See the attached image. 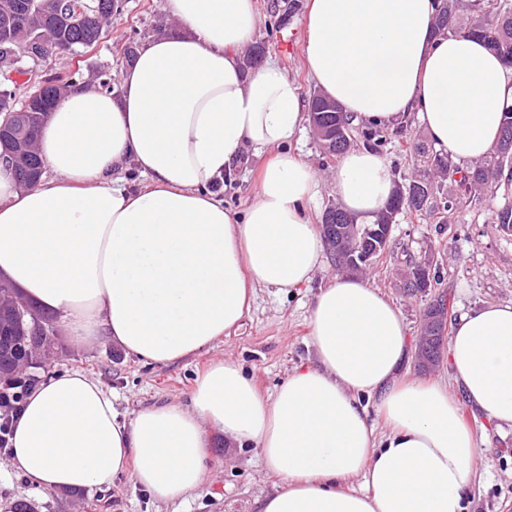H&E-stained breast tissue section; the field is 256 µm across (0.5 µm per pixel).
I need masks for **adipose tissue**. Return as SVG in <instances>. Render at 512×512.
<instances>
[{
    "instance_id": "1",
    "label": "adipose tissue",
    "mask_w": 512,
    "mask_h": 512,
    "mask_svg": "<svg viewBox=\"0 0 512 512\" xmlns=\"http://www.w3.org/2000/svg\"><path fill=\"white\" fill-rule=\"evenodd\" d=\"M437 0H310L304 57L314 84L356 123L416 117L459 164L496 146L512 68L484 42L433 32ZM171 34L121 69L119 92L82 85L51 110L38 141L50 177L20 188L0 164V279L60 315L74 346L106 338L167 365L213 348L249 314L257 289L312 281L325 246L307 210L316 171L287 151L307 104L275 60L252 73L255 0H163ZM263 159L234 213L210 187L244 154ZM135 164L144 178L128 188ZM357 223L390 200L386 158L361 147L333 176ZM311 365L270 399L232 359L199 373L186 401L121 419L111 393L67 371L32 388L11 426V467L36 490L90 489L121 474L155 499L205 484L209 436L259 450L282 485L257 512H467L481 441L461 402L512 426V303L460 315L449 378H403L407 327L356 276H338L309 315ZM373 398L377 435L361 405ZM357 477L356 489L343 488Z\"/></svg>"
}]
</instances>
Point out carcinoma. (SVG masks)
I'll return each mask as SVG.
<instances>
[{"mask_svg": "<svg viewBox=\"0 0 512 512\" xmlns=\"http://www.w3.org/2000/svg\"><path fill=\"white\" fill-rule=\"evenodd\" d=\"M32 0H0V77L14 67L15 53L29 41L30 60L47 63L63 53L77 52L89 41H99L112 16L122 11V0H43L39 9L29 8ZM471 17L460 16V0H439L435 29L441 34L477 37L506 65L512 67V0H473ZM46 83L43 97L28 104L16 100H0V143L8 148L7 158L20 156L14 170L20 187L37 183L44 175V162L36 151L41 125H36L29 137L20 140L15 133L16 120L5 119L11 112H43L52 107L70 88L82 84L77 71H49L39 75ZM308 112L316 123L331 126L336 123V106L321 91L310 92ZM351 136L342 145L324 148L326 155L335 158L353 144L356 138L373 149L383 146L385 139L379 131L354 123L345 117ZM410 153L419 162L417 175L407 182H395L387 208L371 224H358L355 217L335 205L328 207L321 217V225L344 230L345 241L360 254L377 252L383 256L386 234L392 233L396 217L403 212H416L446 223L448 210L456 199L448 195V187L441 179L454 182L460 195L476 196L502 179H512V105L504 108L501 137L493 152L467 170L459 169L448 154L436 150L420 138L409 143ZM29 308L32 315L45 321L52 318L40 313L29 301L10 286L0 282V386H13L18 365L26 358L29 330L14 316L17 305Z\"/></svg>", "mask_w": 512, "mask_h": 512, "instance_id": "carcinoma-1", "label": "carcinoma"}]
</instances>
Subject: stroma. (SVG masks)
<instances>
[{
	"instance_id": "stroma-1",
	"label": "stroma",
	"mask_w": 512,
	"mask_h": 512,
	"mask_svg": "<svg viewBox=\"0 0 512 512\" xmlns=\"http://www.w3.org/2000/svg\"><path fill=\"white\" fill-rule=\"evenodd\" d=\"M256 4V41L266 43L267 57L283 67L301 95H309L314 84L303 56L305 11L289 13L287 25L280 28L276 14L289 12L288 0H256ZM163 15L162 0H124L121 14L113 17L93 51L77 61L68 55L54 58L51 66L58 71L77 68L85 75L98 71L118 74L124 64V44L134 33L151 28ZM421 130L417 119H409L404 134H388L381 147L395 179L412 176L414 159L406 145ZM288 151L319 175L321 200L310 215L313 222H320L324 207L336 201L332 178L338 162L326 157L308 129L289 143ZM258 165V159L243 156L232 180L218 192L225 207L236 212L244 210L255 188ZM508 205H512V182H501L493 193L459 203L444 224L413 213L400 215L389 251L367 280L401 311L409 344L417 342L419 319L427 300L406 295L402 290L398 270L406 256L421 257L426 251H434L441 264V287L448 293L454 314L489 303L512 302V232L502 231L496 222L497 212ZM336 275L329 263L308 286L294 293L282 296L258 289L249 315L237 330L210 350L179 363H146L105 339H94L78 348L62 334L49 370H81L91 375L112 393L117 410L129 419L144 408L185 400L196 374L219 357L241 363L262 394L269 396L290 371L312 362L309 309L319 289ZM462 414L483 441L468 512H512V427L498 425L467 406ZM210 455L207 482L198 494L184 501H160L127 474L115 477L103 489L77 494L38 492L11 468L7 452L0 450V512H17L22 503L33 506L35 512H256L257 501L281 486L280 479L260 465L257 449L225 446L223 437L217 435Z\"/></svg>"
}]
</instances>
